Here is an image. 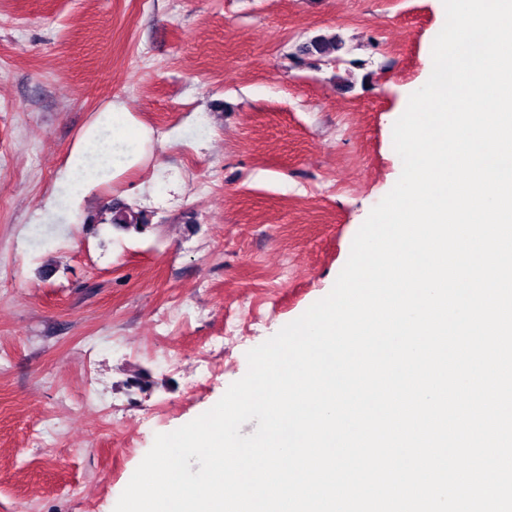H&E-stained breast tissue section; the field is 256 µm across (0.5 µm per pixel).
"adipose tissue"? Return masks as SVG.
<instances>
[{
  "label": "adipose tissue",
  "mask_w": 512,
  "mask_h": 512,
  "mask_svg": "<svg viewBox=\"0 0 512 512\" xmlns=\"http://www.w3.org/2000/svg\"><path fill=\"white\" fill-rule=\"evenodd\" d=\"M152 132L119 102L98 112L72 147L62 173L71 207H80L98 186L117 181L144 164Z\"/></svg>",
  "instance_id": "ef3b65f1"
}]
</instances>
